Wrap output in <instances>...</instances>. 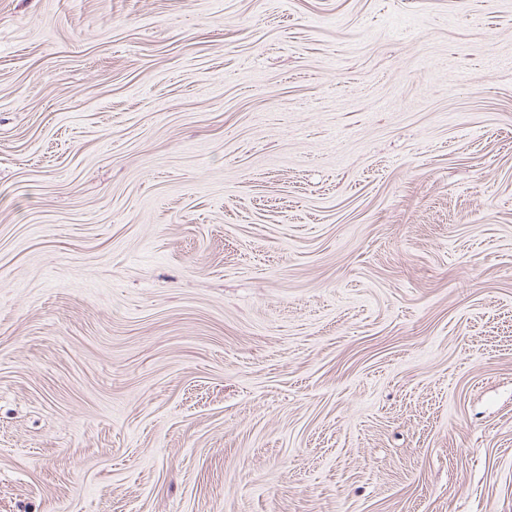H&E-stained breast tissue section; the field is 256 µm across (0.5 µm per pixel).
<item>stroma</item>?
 I'll use <instances>...</instances> for the list:
<instances>
[{
  "mask_svg": "<svg viewBox=\"0 0 512 512\" xmlns=\"http://www.w3.org/2000/svg\"><path fill=\"white\" fill-rule=\"evenodd\" d=\"M0 512H512V0H0Z\"/></svg>",
  "mask_w": 512,
  "mask_h": 512,
  "instance_id": "1",
  "label": "stroma"
}]
</instances>
